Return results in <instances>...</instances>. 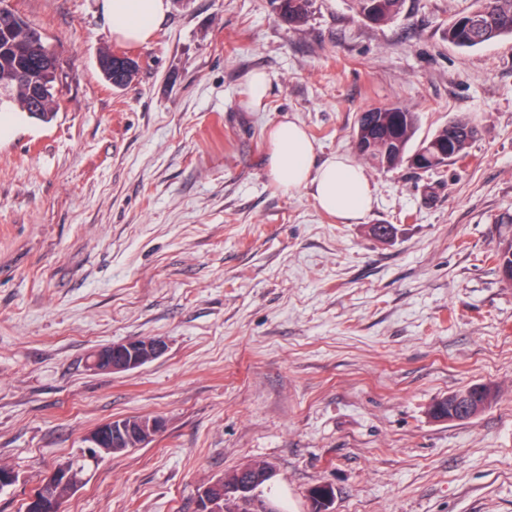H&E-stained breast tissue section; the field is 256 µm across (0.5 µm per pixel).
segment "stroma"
Instances as JSON below:
<instances>
[{"mask_svg":"<svg viewBox=\"0 0 512 512\" xmlns=\"http://www.w3.org/2000/svg\"><path fill=\"white\" fill-rule=\"evenodd\" d=\"M6 4L57 55L60 109L0 113V512L137 415L163 434L92 467L63 512H196L201 486L252 464L281 512H310L320 481L334 512H512V285L490 258L512 236V36L449 43L475 0H405L384 25L312 0L296 28L279 0H170L131 46L96 0ZM105 48L137 61L127 88L104 81ZM393 105L418 112V142L470 120L466 161L362 162L374 202L352 224L272 184L278 121L354 160L358 114ZM156 336L168 349L140 368L86 366ZM476 383L498 391L484 413L429 417Z\"/></svg>","mask_w":512,"mask_h":512,"instance_id":"35a3bbf8","label":"stroma"}]
</instances>
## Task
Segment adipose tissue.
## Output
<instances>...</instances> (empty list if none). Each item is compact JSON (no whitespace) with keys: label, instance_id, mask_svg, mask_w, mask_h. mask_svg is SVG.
Instances as JSON below:
<instances>
[{"label":"adipose tissue","instance_id":"1","mask_svg":"<svg viewBox=\"0 0 512 512\" xmlns=\"http://www.w3.org/2000/svg\"><path fill=\"white\" fill-rule=\"evenodd\" d=\"M97 7L117 41L143 45L165 20L169 0H98ZM270 143L267 169L278 189L310 191L319 209L346 223L371 210L374 188L363 169L339 153L317 160L312 141L298 123L275 124Z\"/></svg>","mask_w":512,"mask_h":512}]
</instances>
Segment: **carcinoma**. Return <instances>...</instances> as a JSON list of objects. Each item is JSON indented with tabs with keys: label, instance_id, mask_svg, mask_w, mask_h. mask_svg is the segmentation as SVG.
I'll return each instance as SVG.
<instances>
[{
	"label": "carcinoma",
	"instance_id": "1",
	"mask_svg": "<svg viewBox=\"0 0 512 512\" xmlns=\"http://www.w3.org/2000/svg\"><path fill=\"white\" fill-rule=\"evenodd\" d=\"M405 0H351L352 8L365 20L375 24L394 21L403 11ZM311 0H281L282 16L292 25L304 23ZM476 12L480 22L468 24L465 15L448 27V42L468 41L479 46L506 35H512V0H478ZM32 25L18 14L5 19L0 16V110L17 106L31 117L43 122L53 119L59 100L46 99L40 112L32 110L35 95L46 85H56L58 58L34 41ZM98 67L103 78L113 87L122 89L133 80L138 64L121 60L109 49L99 53ZM419 114L408 106L373 107L361 113L354 130L359 156L382 169H397L406 164L424 172L456 163L467 157V145L475 128L465 120L455 122L453 129L443 126L425 139L416 149H410L417 131ZM494 261L503 280L512 285V238L499 245ZM472 393L469 420L486 409L496 399V391L488 384L466 387Z\"/></svg>",
	"mask_w": 512,
	"mask_h": 512
}]
</instances>
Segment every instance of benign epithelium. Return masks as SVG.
Masks as SVG:
<instances>
[{"label":"benign epithelium","instance_id":"7a95c632","mask_svg":"<svg viewBox=\"0 0 512 512\" xmlns=\"http://www.w3.org/2000/svg\"><path fill=\"white\" fill-rule=\"evenodd\" d=\"M167 348L161 337L127 339L100 347L88 357V369L96 373H112L134 370L162 354ZM164 420L151 416L133 426L115 418L95 428L85 439L87 445L82 457L95 464L114 448H143L158 438L164 431ZM85 478L80 471L66 462L53 469L40 487L27 500L29 512H61L64 499L58 496L65 488L74 494L83 485ZM226 498L241 502L250 501L257 512H279L270 499L257 495L255 483L245 479L230 485L214 481L203 486L198 493L197 512H220L219 505Z\"/></svg>","mask_w":512,"mask_h":512}]
</instances>
